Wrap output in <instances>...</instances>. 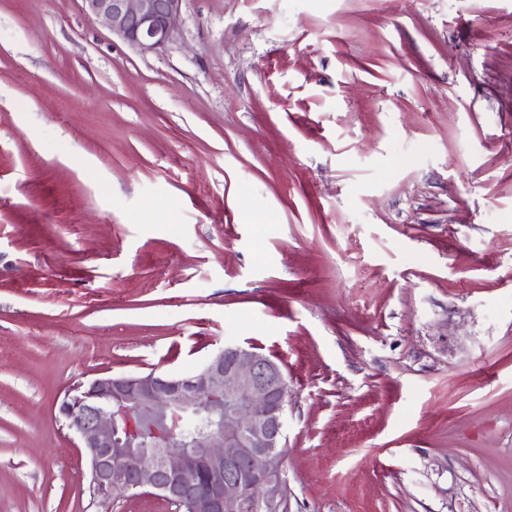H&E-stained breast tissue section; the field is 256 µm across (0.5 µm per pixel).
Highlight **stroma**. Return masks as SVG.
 I'll return each mask as SVG.
<instances>
[{
  "mask_svg": "<svg viewBox=\"0 0 512 512\" xmlns=\"http://www.w3.org/2000/svg\"><path fill=\"white\" fill-rule=\"evenodd\" d=\"M227 346L288 512H512V0H0V512L102 508L65 391ZM185 0H81L82 10L142 53L173 38Z\"/></svg>",
  "mask_w": 512,
  "mask_h": 512,
  "instance_id": "obj_1",
  "label": "stroma"
}]
</instances>
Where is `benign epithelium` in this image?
<instances>
[{"instance_id":"1","label":"benign epithelium","mask_w":512,"mask_h":512,"mask_svg":"<svg viewBox=\"0 0 512 512\" xmlns=\"http://www.w3.org/2000/svg\"><path fill=\"white\" fill-rule=\"evenodd\" d=\"M82 10L142 53L173 38L184 0H81ZM288 383L267 356L237 346L187 376H103L65 394L59 414L80 439L101 501L146 490L190 512H278ZM206 409L192 438L183 414ZM204 478V486L196 478Z\"/></svg>"}]
</instances>
